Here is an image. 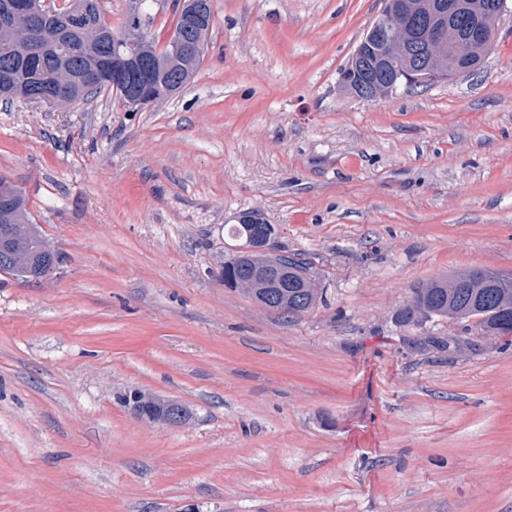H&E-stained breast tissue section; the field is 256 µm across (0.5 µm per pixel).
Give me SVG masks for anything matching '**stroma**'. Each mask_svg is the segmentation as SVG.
Segmentation results:
<instances>
[{
  "label": "stroma",
  "mask_w": 512,
  "mask_h": 512,
  "mask_svg": "<svg viewBox=\"0 0 512 512\" xmlns=\"http://www.w3.org/2000/svg\"><path fill=\"white\" fill-rule=\"evenodd\" d=\"M384 6L215 0L155 105L0 100V176L63 257L0 273V512H512V333L398 319L435 276L512 274V0L479 73L366 101L339 73ZM246 212L322 305L225 288ZM131 392L132 393L137 392L136 393L137 398L142 397V400L139 402L140 404L144 403V402H151V403H155V404H165L167 402V400H164V399L160 398L159 396L150 394L148 392H145V391H142L139 389H133ZM154 408L156 410L161 411L164 415H166L167 418L172 423H177L180 419L183 418V415H181V412H183L182 404H180L178 402L170 401L162 407L154 406Z\"/></svg>",
  "instance_id": "obj_1"
}]
</instances>
